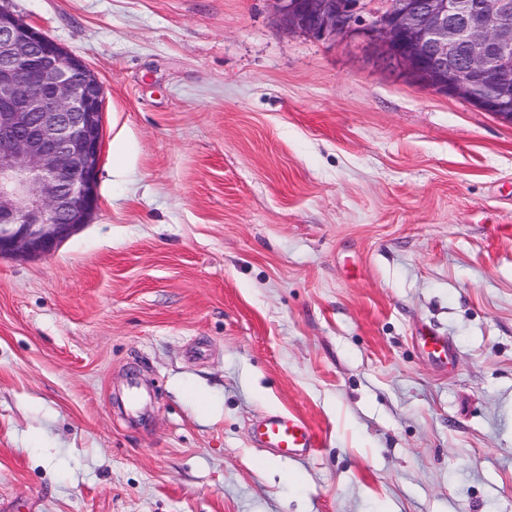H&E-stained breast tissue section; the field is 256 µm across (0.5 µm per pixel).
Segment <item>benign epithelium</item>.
I'll return each instance as SVG.
<instances>
[{
    "label": "benign epithelium",
    "mask_w": 512,
    "mask_h": 512,
    "mask_svg": "<svg viewBox=\"0 0 512 512\" xmlns=\"http://www.w3.org/2000/svg\"><path fill=\"white\" fill-rule=\"evenodd\" d=\"M317 40L346 37L417 84L512 124V0H272ZM103 85L0 8V258L47 256L98 208Z\"/></svg>",
    "instance_id": "benign-epithelium-1"
}]
</instances>
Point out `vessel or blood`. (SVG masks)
<instances>
[{
	"instance_id": "vessel-or-blood-1",
	"label": "vessel or blood",
	"mask_w": 512,
	"mask_h": 512,
	"mask_svg": "<svg viewBox=\"0 0 512 512\" xmlns=\"http://www.w3.org/2000/svg\"><path fill=\"white\" fill-rule=\"evenodd\" d=\"M253 438L286 458H304L319 446L316 431L297 416L270 414L254 426Z\"/></svg>"
}]
</instances>
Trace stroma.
<instances>
[{"instance_id": "35a3bbf8", "label": "stroma", "mask_w": 512, "mask_h": 512, "mask_svg": "<svg viewBox=\"0 0 512 512\" xmlns=\"http://www.w3.org/2000/svg\"><path fill=\"white\" fill-rule=\"evenodd\" d=\"M0 7L104 87L90 224L0 258V512H512V125L271 0ZM253 438L286 458H304L319 448L317 432L302 418L269 414L254 426Z\"/></svg>"}]
</instances>
